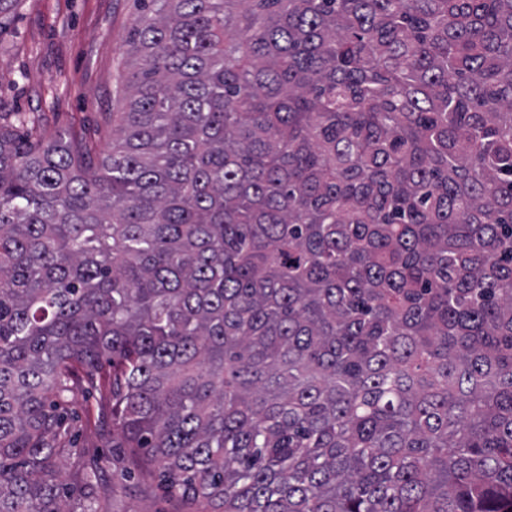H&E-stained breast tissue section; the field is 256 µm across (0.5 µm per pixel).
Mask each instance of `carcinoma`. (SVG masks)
<instances>
[{
    "instance_id": "cac0c4a2",
    "label": "carcinoma",
    "mask_w": 512,
    "mask_h": 512,
    "mask_svg": "<svg viewBox=\"0 0 512 512\" xmlns=\"http://www.w3.org/2000/svg\"><path fill=\"white\" fill-rule=\"evenodd\" d=\"M96 153L0 121V512H512V0H142ZM106 422L110 435L100 436L96 431L98 417ZM66 426L77 438L79 448H92L110 458L112 468V402L108 390L98 383L83 382L68 411ZM136 481L110 487L108 509L112 512H173L178 510L175 500L168 499L159 489V478L153 475L146 479L150 489L146 493H134L130 485Z\"/></svg>"
}]
</instances>
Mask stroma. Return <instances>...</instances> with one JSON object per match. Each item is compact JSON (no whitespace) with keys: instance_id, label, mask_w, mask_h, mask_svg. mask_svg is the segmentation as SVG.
<instances>
[{"instance_id":"obj_1","label":"stroma","mask_w":512,"mask_h":512,"mask_svg":"<svg viewBox=\"0 0 512 512\" xmlns=\"http://www.w3.org/2000/svg\"><path fill=\"white\" fill-rule=\"evenodd\" d=\"M142 7L141 0H8L0 10V110L103 147L108 115L121 110L134 70L128 39ZM111 419L107 389L83 383L66 419L78 446L111 454V438L96 431ZM148 484L145 493L114 485L110 512H176L158 477Z\"/></svg>"}]
</instances>
